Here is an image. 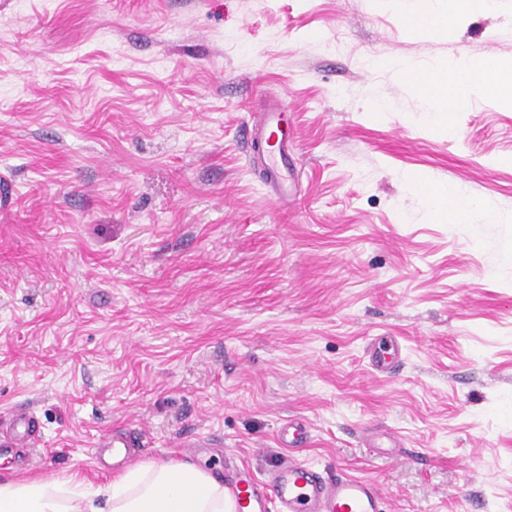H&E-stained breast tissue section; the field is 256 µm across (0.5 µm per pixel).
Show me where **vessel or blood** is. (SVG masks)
I'll use <instances>...</instances> for the list:
<instances>
[{"instance_id":"obj_1","label":"vessel or blood","mask_w":512,"mask_h":512,"mask_svg":"<svg viewBox=\"0 0 512 512\" xmlns=\"http://www.w3.org/2000/svg\"><path fill=\"white\" fill-rule=\"evenodd\" d=\"M252 130L277 135V148L264 172L276 199L287 202L293 170L288 162L289 139L281 107L267 105L254 120ZM224 490L234 503V512H385L372 482L343 472L324 473L296 457L288 458L264 479L245 469L225 468Z\"/></svg>"}]
</instances>
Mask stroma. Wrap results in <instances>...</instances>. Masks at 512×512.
Listing matches in <instances>:
<instances>
[{"label": "stroma", "mask_w": 512, "mask_h": 512, "mask_svg": "<svg viewBox=\"0 0 512 512\" xmlns=\"http://www.w3.org/2000/svg\"><path fill=\"white\" fill-rule=\"evenodd\" d=\"M364 53L510 62L512 0L445 36L383 0H0L1 474L262 475L299 421L295 456L386 512H512V104L475 94L445 133ZM268 99L284 205L245 136ZM412 176L487 210L445 223ZM131 430L134 459L87 455ZM286 122L284 111L276 103H271L264 108L263 112L253 122L252 131L256 134L265 132H276L278 136L275 144L277 149L270 154V160L264 169L265 178L271 183L275 191V197L280 203H286L290 195L293 170L288 162V129L285 130Z\"/></svg>", "instance_id": "35a3bbf8"}]
</instances>
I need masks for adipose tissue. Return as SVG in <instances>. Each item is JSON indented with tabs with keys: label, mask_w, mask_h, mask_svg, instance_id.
Listing matches in <instances>:
<instances>
[{
	"label": "adipose tissue",
	"mask_w": 512,
	"mask_h": 512,
	"mask_svg": "<svg viewBox=\"0 0 512 512\" xmlns=\"http://www.w3.org/2000/svg\"><path fill=\"white\" fill-rule=\"evenodd\" d=\"M406 27L414 32L448 34L457 19L490 12L496 0H448L444 11L420 0L410 9L405 0H391ZM412 89L432 101L435 111L454 112L474 91L512 104V63L495 58L468 59L415 74ZM426 195L432 212L448 223L466 221L482 203L448 185L412 180ZM0 512H234L218 473L187 461L137 463L100 483L76 476H0Z\"/></svg>",
	"instance_id": "1"
}]
</instances>
